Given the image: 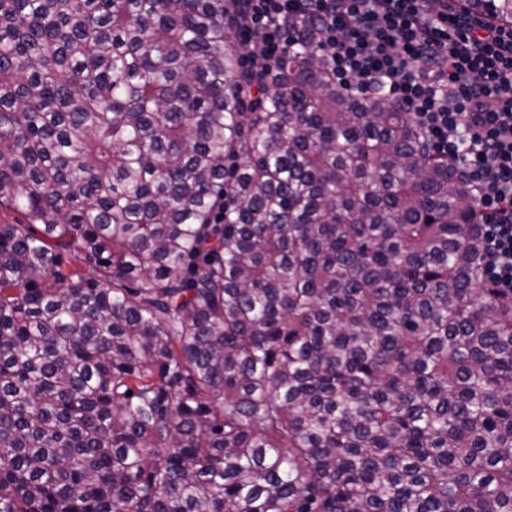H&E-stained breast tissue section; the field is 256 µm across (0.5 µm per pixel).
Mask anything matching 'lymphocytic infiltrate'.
<instances>
[{"label": "lymphocytic infiltrate", "mask_w": 512, "mask_h": 512, "mask_svg": "<svg viewBox=\"0 0 512 512\" xmlns=\"http://www.w3.org/2000/svg\"><path fill=\"white\" fill-rule=\"evenodd\" d=\"M437 0H238L236 42L253 77L291 37L355 95L382 92L432 153L462 169L481 217L484 274L512 295V25Z\"/></svg>", "instance_id": "lymphocytic-infiltrate-1"}]
</instances>
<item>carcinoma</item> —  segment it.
I'll return each instance as SVG.
<instances>
[{"mask_svg":"<svg viewBox=\"0 0 512 512\" xmlns=\"http://www.w3.org/2000/svg\"><path fill=\"white\" fill-rule=\"evenodd\" d=\"M234 14L0 0V512H512L469 186Z\"/></svg>","mask_w":512,"mask_h":512,"instance_id":"1","label":"carcinoma"}]
</instances>
